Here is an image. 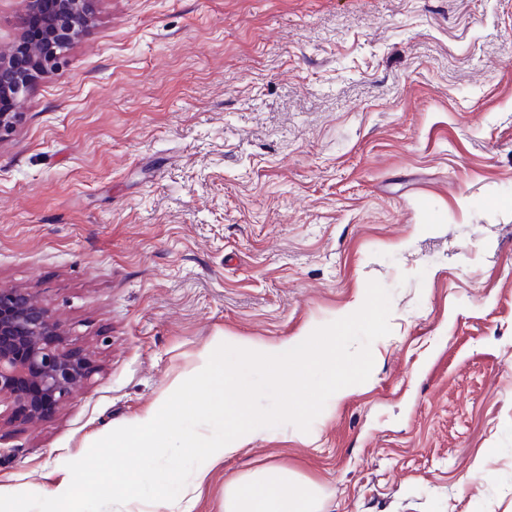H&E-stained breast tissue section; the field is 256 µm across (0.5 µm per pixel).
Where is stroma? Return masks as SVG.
Returning a JSON list of instances; mask_svg holds the SVG:
<instances>
[{"instance_id":"stroma-1","label":"stroma","mask_w":512,"mask_h":512,"mask_svg":"<svg viewBox=\"0 0 512 512\" xmlns=\"http://www.w3.org/2000/svg\"><path fill=\"white\" fill-rule=\"evenodd\" d=\"M0 286L93 371L0 411V512H53L73 459L218 331L274 342L369 306L348 394L277 420L194 512L267 464L322 512H512V0H97L0 138ZM142 512H160L138 453Z\"/></svg>"}]
</instances>
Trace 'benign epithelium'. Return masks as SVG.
Instances as JSON below:
<instances>
[{
  "mask_svg": "<svg viewBox=\"0 0 512 512\" xmlns=\"http://www.w3.org/2000/svg\"><path fill=\"white\" fill-rule=\"evenodd\" d=\"M96 0H54L56 15L41 41L0 51V138L20 117L17 107L42 70L58 68L82 35ZM92 360L70 347L63 322L25 288L0 286V404L36 421L47 406L69 402L89 379Z\"/></svg>",
  "mask_w": 512,
  "mask_h": 512,
  "instance_id": "benign-epithelium-1",
  "label": "benign epithelium"
}]
</instances>
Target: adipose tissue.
Here are the masks:
<instances>
[{
	"label": "adipose tissue",
	"instance_id": "ef3b65f1",
	"mask_svg": "<svg viewBox=\"0 0 512 512\" xmlns=\"http://www.w3.org/2000/svg\"><path fill=\"white\" fill-rule=\"evenodd\" d=\"M360 298L346 309L337 328L320 332L308 326L278 342L265 343L217 333L199 354L192 372L177 377L171 389L178 403L161 398L131 422L113 427L109 436L114 455L141 448L159 455L178 454L194 463L190 486L200 490L225 459L236 456L265 430L271 417L253 410L243 393L253 370L266 372L273 386L302 395L314 368L329 377V398H342L362 373L361 365H337L336 339L367 305ZM167 428L168 438L158 436ZM317 489L299 474L279 465H266L247 477L224 485L223 512H319Z\"/></svg>",
	"mask_w": 512,
	"mask_h": 512
}]
</instances>
